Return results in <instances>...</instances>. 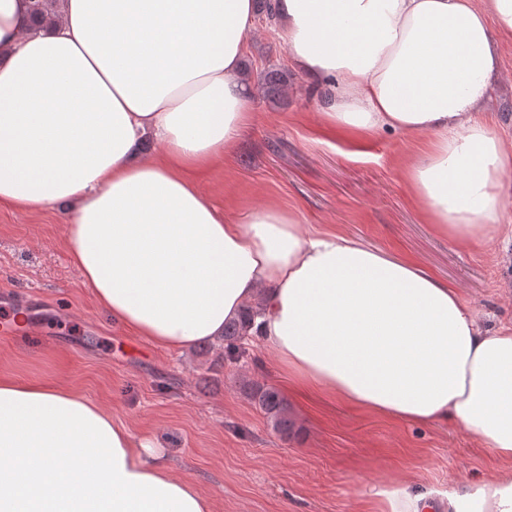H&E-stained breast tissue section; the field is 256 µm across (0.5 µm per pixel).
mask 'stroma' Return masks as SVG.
I'll use <instances>...</instances> for the list:
<instances>
[{
    "label": "stroma",
    "mask_w": 512,
    "mask_h": 512,
    "mask_svg": "<svg viewBox=\"0 0 512 512\" xmlns=\"http://www.w3.org/2000/svg\"><path fill=\"white\" fill-rule=\"evenodd\" d=\"M265 15L243 64L252 83L288 75L284 96L255 93L254 124L237 151L199 178L230 213L274 200L303 231L334 230L368 246L416 259L458 288L483 323L512 326V267L496 246L461 248L425 224L411 203L402 163L419 134L384 132L357 146L319 117L323 89L294 70L288 48ZM494 132L512 136V39L496 41ZM52 210L0 208V292L32 304L46 332L0 333V377L74 387L134 433L164 448L177 475L194 481L212 512H371L366 490L379 482L452 489L490 474L492 454L452 423L405 424L316 392H296L273 352L250 341V356L217 365L219 345L184 352L152 348L101 311L64 243ZM276 388L294 430L278 434L246 394V383Z\"/></svg>",
    "instance_id": "35a3bbf8"
}]
</instances>
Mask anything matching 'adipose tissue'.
Instances as JSON below:
<instances>
[{
    "label": "adipose tissue",
    "instance_id": "adipose-tissue-1",
    "mask_svg": "<svg viewBox=\"0 0 512 512\" xmlns=\"http://www.w3.org/2000/svg\"><path fill=\"white\" fill-rule=\"evenodd\" d=\"M292 64L327 86L322 123L425 133L403 175L461 246L512 237V140L484 119L512 0H272ZM255 0H64L51 29L0 0V206L58 210L98 306L182 351L248 328L292 384L410 424L452 422L498 470L453 491L371 488L381 512H512V329L489 330L415 261L268 203L234 218L195 175L251 114ZM0 512H211L164 449L60 385L0 378Z\"/></svg>",
    "mask_w": 512,
    "mask_h": 512
}]
</instances>
